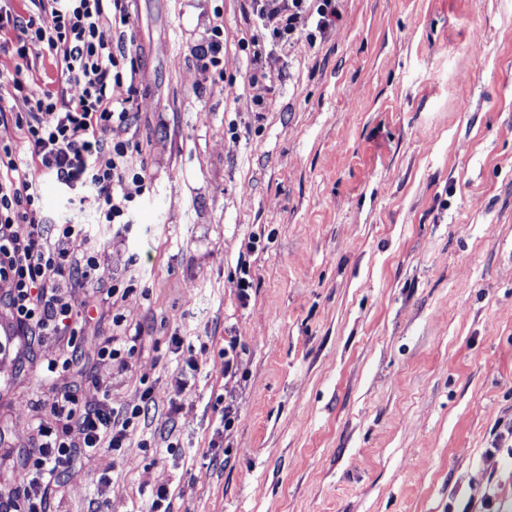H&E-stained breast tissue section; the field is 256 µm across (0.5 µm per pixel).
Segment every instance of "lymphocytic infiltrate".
<instances>
[{
  "label": "lymphocytic infiltrate",
  "mask_w": 512,
  "mask_h": 512,
  "mask_svg": "<svg viewBox=\"0 0 512 512\" xmlns=\"http://www.w3.org/2000/svg\"><path fill=\"white\" fill-rule=\"evenodd\" d=\"M126 0H37L36 12L15 10L0 0V30L13 41L0 51L19 60L11 79L24 88L21 62L36 46L61 53L68 83L78 92L44 91L23 98L25 109L16 121L25 131L32 167H20L11 146L0 145V280L10 289L4 300L18 332L29 343L59 339L72 322L133 291V282L105 285L99 275L94 244L80 251L73 242L85 237L82 224L55 220L44 210L38 174L52 176L74 191L73 205H95L96 221L128 228L134 196L146 181V165L138 146L125 138L131 120L128 100L113 98L111 86L128 76L134 43ZM258 36L255 55L305 38L316 44L334 21L336 0H251ZM311 26L300 29L301 18ZM110 25L112 39L101 28ZM54 114L45 122L44 114ZM154 400L145 388L140 405L115 410L108 398L82 402L77 390L63 387L51 413L53 422L39 423L17 457L19 485L0 495V512H53L57 476L78 460H91L101 449L119 450L148 414Z\"/></svg>",
  "instance_id": "lymphocytic-infiltrate-1"
}]
</instances>
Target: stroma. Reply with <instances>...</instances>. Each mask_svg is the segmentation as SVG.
Returning a JSON list of instances; mask_svg holds the SVG:
<instances>
[{"label": "stroma", "mask_w": 512, "mask_h": 512, "mask_svg": "<svg viewBox=\"0 0 512 512\" xmlns=\"http://www.w3.org/2000/svg\"><path fill=\"white\" fill-rule=\"evenodd\" d=\"M127 7L134 83L111 93L131 100L146 188L126 232L74 217L102 278L136 289L78 324L79 374H41L61 343L29 346L0 306V494L75 382L117 410L148 385L155 406L120 451L62 473L56 512H145L160 487L170 512H512V0H336L321 43L258 59L246 0ZM219 13L220 76L195 60ZM28 62V91L64 86L59 56ZM23 109L0 80V144L26 162ZM116 313L143 331L122 367L98 356ZM220 396L238 419L217 448ZM244 348L235 336H228L224 339V348L220 349V354H224V372L227 374H236L239 359Z\"/></svg>", "instance_id": "35a3bbf8"}]
</instances>
